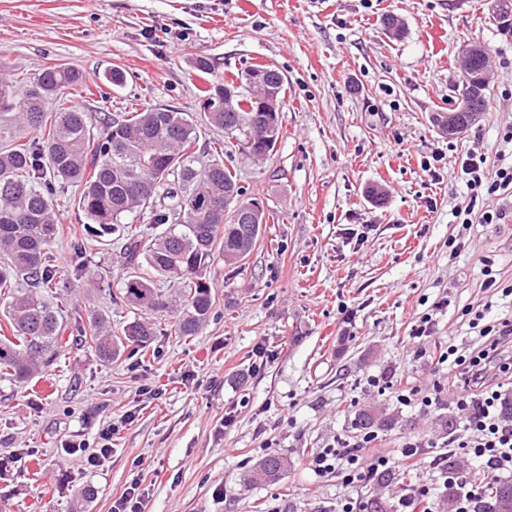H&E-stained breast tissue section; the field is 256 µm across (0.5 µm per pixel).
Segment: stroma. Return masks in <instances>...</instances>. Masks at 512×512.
<instances>
[{
	"instance_id": "1",
	"label": "stroma",
	"mask_w": 512,
	"mask_h": 512,
	"mask_svg": "<svg viewBox=\"0 0 512 512\" xmlns=\"http://www.w3.org/2000/svg\"><path fill=\"white\" fill-rule=\"evenodd\" d=\"M389 15L401 37L386 34ZM467 43L488 51L490 106L451 137L436 118L453 105ZM199 55L222 76L253 64L284 76L275 152L234 162L270 220L244 266L220 257L208 266L215 304L197 335H177L164 317L136 355L105 365L77 346L37 383L0 382V505L69 512L90 486L86 512H112L134 486L145 512H339L348 497L366 512L371 487L315 474L310 458L355 441L354 417L374 402L397 420L371 453L397 457L406 442L422 444L389 499L427 487L441 504L439 464L451 449L440 421L458 410L444 394L429 407L420 400L457 377L439 355L471 345L475 311L490 324L512 317V296L501 294L512 284V193L472 198L460 169L472 149L486 154L487 178L512 163L502 141L512 126V34L489 0H0L7 78L22 87L54 64L84 76L80 90L47 102L48 113L76 106L115 118L171 106L193 115L205 161L224 132L201 110ZM115 68L118 87L105 80ZM79 195L68 185L54 198L64 231L58 294L70 319L100 314L118 334L134 317L109 296L128 272L122 252L91 244L89 274L69 272V242L85 234ZM471 202L503 220L461 224ZM456 239L465 246L454 252ZM424 316L431 332L414 337ZM116 419L111 453L83 465L74 448L95 446ZM270 453L287 456L284 478L249 483L253 461Z\"/></svg>"
}]
</instances>
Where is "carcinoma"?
I'll return each instance as SVG.
<instances>
[{"label":"carcinoma","instance_id":"1","mask_svg":"<svg viewBox=\"0 0 512 512\" xmlns=\"http://www.w3.org/2000/svg\"><path fill=\"white\" fill-rule=\"evenodd\" d=\"M486 64L485 59L469 64L462 80L471 85L481 81ZM194 68L210 76L202 93L216 111L207 119L224 130V141L216 143L204 164L193 150L197 126L187 112L148 107L116 124L73 106L50 117L46 102L82 84L79 70L49 66L23 88L0 76V109L14 111L15 124L44 132L37 140L13 145L12 126L0 124V142H8L0 148V315L12 333L0 335V379L26 386L52 371L69 345L62 341L64 316L54 302V247L60 228L53 196L58 184L81 187L78 204L89 220V235L104 247L114 240L121 243L133 265L119 294L140 315L123 326L122 335H112L103 317L74 328L72 342L91 348L106 364L128 348L136 352L148 347L159 316H175L180 335H196L213 307L203 271L217 254L234 265L256 245L262 225H253L252 239L246 240L234 223V207L228 216L205 211L210 203L224 208L228 192L237 198L249 195L230 168L241 132L231 124L235 116L220 109L224 87L242 82L243 76L217 75L206 57L196 58ZM262 68L285 101L283 75L271 65ZM134 213L148 215L152 233L123 222ZM71 250L76 272L84 273L90 263L84 243L72 244ZM168 278L179 284L173 295L158 287ZM19 279L28 288H15ZM392 424L393 418L376 405L364 407L355 418L356 428L368 434ZM287 471V457L267 454L252 464L249 480L271 483ZM474 505L475 512H512V481L487 486Z\"/></svg>","mask_w":512,"mask_h":512}]
</instances>
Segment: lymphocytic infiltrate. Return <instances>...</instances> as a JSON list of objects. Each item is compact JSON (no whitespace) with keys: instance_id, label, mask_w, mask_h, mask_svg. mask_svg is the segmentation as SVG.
Wrapping results in <instances>:
<instances>
[{"instance_id":"obj_1","label":"lymphocytic infiltrate","mask_w":512,"mask_h":512,"mask_svg":"<svg viewBox=\"0 0 512 512\" xmlns=\"http://www.w3.org/2000/svg\"><path fill=\"white\" fill-rule=\"evenodd\" d=\"M488 158L485 154L468 151L461 161V170L467 177L471 189H485L487 195L512 188V164L499 167L493 181H486ZM483 312H475L470 325L477 328L483 341L481 347L472 351L449 346L441 353V360L454 367H467L470 388L454 392L456 406L464 411V425L450 440L453 447L482 462L494 475L512 474V422L502 417L505 398L500 384L486 381V371L491 355L501 346L512 347V322L503 321L493 325L483 322ZM418 443H406L402 459L383 456L365 458L358 454L355 446L327 445L313 455L310 466L320 475L344 471L346 485L360 484L370 480L373 473L399 468L402 460L415 458Z\"/></svg>"}]
</instances>
